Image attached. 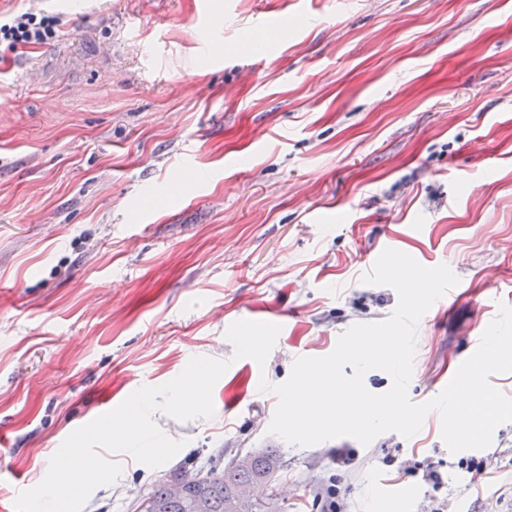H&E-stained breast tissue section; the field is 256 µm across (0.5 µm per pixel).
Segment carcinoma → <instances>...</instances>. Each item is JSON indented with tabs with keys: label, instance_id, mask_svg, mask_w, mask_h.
Here are the masks:
<instances>
[{
	"label": "carcinoma",
	"instance_id": "1",
	"mask_svg": "<svg viewBox=\"0 0 512 512\" xmlns=\"http://www.w3.org/2000/svg\"><path fill=\"white\" fill-rule=\"evenodd\" d=\"M247 464L231 461L204 476L185 473L176 478L182 490H172L173 481L161 480L141 496L136 509L142 512H282L283 506L272 488L281 467L277 450L267 448L246 455ZM269 486L262 497L246 496L247 486Z\"/></svg>",
	"mask_w": 512,
	"mask_h": 512
}]
</instances>
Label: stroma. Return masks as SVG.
I'll return each mask as SVG.
<instances>
[{
  "mask_svg": "<svg viewBox=\"0 0 512 512\" xmlns=\"http://www.w3.org/2000/svg\"><path fill=\"white\" fill-rule=\"evenodd\" d=\"M24 13L59 30L0 41V469L33 488L72 431L207 356L232 361L213 417L162 420L183 447L156 469L106 452L122 473L82 512L261 448L284 512L401 488L385 512H512V422L489 455L450 453L434 412L298 446L259 389L392 314L362 281L388 248L459 279L419 322L416 403L512 306V0H0ZM279 314L265 366L233 360L228 327Z\"/></svg>",
  "mask_w": 512,
  "mask_h": 512,
  "instance_id": "obj_1",
  "label": "stroma"
}]
</instances>
